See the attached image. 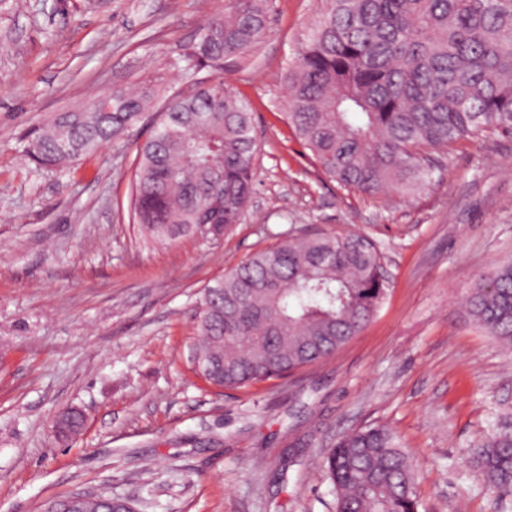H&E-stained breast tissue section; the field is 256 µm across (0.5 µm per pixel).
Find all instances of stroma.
<instances>
[{"label":"stroma","mask_w":512,"mask_h":512,"mask_svg":"<svg viewBox=\"0 0 512 512\" xmlns=\"http://www.w3.org/2000/svg\"><path fill=\"white\" fill-rule=\"evenodd\" d=\"M227 0H9L0 8V512L77 492L134 512H336L320 456L341 434L393 431L417 464L419 512H512L471 452L512 423V349L466 313L512 258V136L441 155L420 192L371 197L328 178L282 116L281 76L319 0H272L253 64L225 73L258 151L244 219L164 245L133 224L145 124L65 168L24 133L157 76ZM354 233L391 286L360 335L288 377L217 388L197 375L203 288L292 235ZM80 411L83 430L59 432Z\"/></svg>","instance_id":"1"}]
</instances>
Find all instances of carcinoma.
Wrapping results in <instances>:
<instances>
[{
  "instance_id": "carcinoma-1",
  "label": "carcinoma",
  "mask_w": 512,
  "mask_h": 512,
  "mask_svg": "<svg viewBox=\"0 0 512 512\" xmlns=\"http://www.w3.org/2000/svg\"><path fill=\"white\" fill-rule=\"evenodd\" d=\"M269 0H232L173 62L186 92L137 147L130 207L150 239H218L253 193L257 137L247 102L224 88L267 30ZM284 116L321 170L377 196L414 192L437 169L428 151L512 135V0H325L283 75ZM162 82L94 98L28 134L27 156L78 162L141 122ZM390 287L378 244L361 235L294 238L259 250L204 288L193 363L209 383L243 388L335 355ZM470 320L512 345V260L479 278ZM512 499V432L473 452ZM336 512H418L416 467L383 426L341 435L324 456Z\"/></svg>"
}]
</instances>
